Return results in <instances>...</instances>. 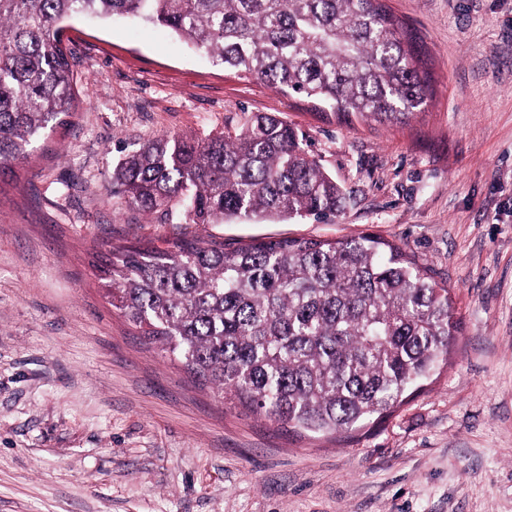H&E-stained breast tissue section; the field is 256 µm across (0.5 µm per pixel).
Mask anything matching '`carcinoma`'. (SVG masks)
I'll return each instance as SVG.
<instances>
[{
    "label": "carcinoma",
    "instance_id": "carcinoma-1",
    "mask_svg": "<svg viewBox=\"0 0 512 512\" xmlns=\"http://www.w3.org/2000/svg\"><path fill=\"white\" fill-rule=\"evenodd\" d=\"M133 17L216 66L339 122L406 123L432 93L420 36L385 0H0V181L81 95L64 22ZM112 194L186 224L335 214L343 191L293 127L157 136L112 168ZM111 305L149 343L252 412L314 435L381 421L422 390L461 330L448 287L375 233L122 245Z\"/></svg>",
    "mask_w": 512,
    "mask_h": 512
}]
</instances>
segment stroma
<instances>
[{
  "instance_id": "35a3bbf8",
  "label": "stroma",
  "mask_w": 512,
  "mask_h": 512,
  "mask_svg": "<svg viewBox=\"0 0 512 512\" xmlns=\"http://www.w3.org/2000/svg\"><path fill=\"white\" fill-rule=\"evenodd\" d=\"M433 92L403 126L324 121L164 31L67 26L82 104L0 184V512H512V0H387ZM272 113L345 193L327 219L185 224L111 192L121 151ZM377 233L461 320L429 384L351 435L297 436L218 395L106 301L95 256L179 237Z\"/></svg>"
}]
</instances>
